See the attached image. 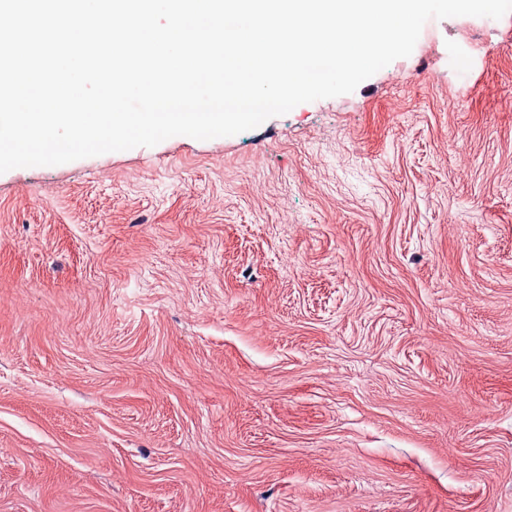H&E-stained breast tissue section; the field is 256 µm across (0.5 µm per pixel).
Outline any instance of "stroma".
Returning a JSON list of instances; mask_svg holds the SVG:
<instances>
[{"instance_id": "1", "label": "stroma", "mask_w": 512, "mask_h": 512, "mask_svg": "<svg viewBox=\"0 0 512 512\" xmlns=\"http://www.w3.org/2000/svg\"><path fill=\"white\" fill-rule=\"evenodd\" d=\"M0 512H512V12L0 173Z\"/></svg>"}]
</instances>
